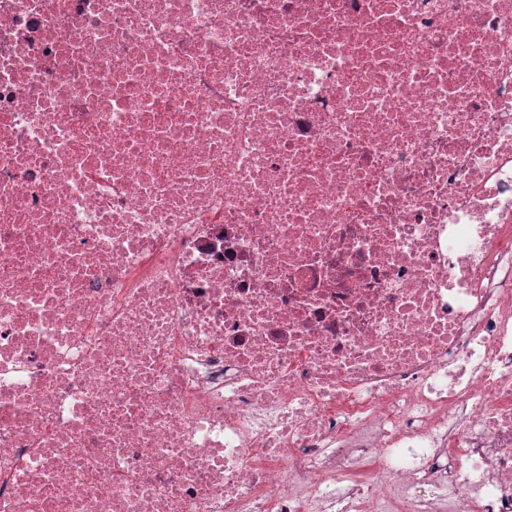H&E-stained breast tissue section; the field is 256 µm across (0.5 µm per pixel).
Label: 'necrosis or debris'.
I'll use <instances>...</instances> for the list:
<instances>
[{
    "instance_id": "1",
    "label": "necrosis or debris",
    "mask_w": 512,
    "mask_h": 512,
    "mask_svg": "<svg viewBox=\"0 0 512 512\" xmlns=\"http://www.w3.org/2000/svg\"><path fill=\"white\" fill-rule=\"evenodd\" d=\"M512 512V0H0V512Z\"/></svg>"
}]
</instances>
